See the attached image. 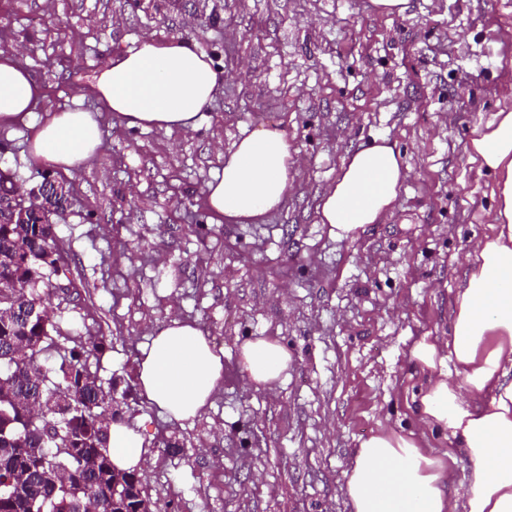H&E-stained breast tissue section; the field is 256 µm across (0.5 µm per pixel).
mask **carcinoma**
Here are the masks:
<instances>
[{
    "label": "carcinoma",
    "instance_id": "carcinoma-1",
    "mask_svg": "<svg viewBox=\"0 0 512 512\" xmlns=\"http://www.w3.org/2000/svg\"><path fill=\"white\" fill-rule=\"evenodd\" d=\"M14 194L0 182V279L19 282L0 294V512H135L139 472L116 470L108 455L121 418L115 385L91 363L105 337L84 324L62 337L47 308L59 273L51 220L72 195L43 199L45 224H13Z\"/></svg>",
    "mask_w": 512,
    "mask_h": 512
}]
</instances>
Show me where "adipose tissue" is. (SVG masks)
I'll return each instance as SVG.
<instances>
[{
  "instance_id": "obj_1",
  "label": "adipose tissue",
  "mask_w": 512,
  "mask_h": 512,
  "mask_svg": "<svg viewBox=\"0 0 512 512\" xmlns=\"http://www.w3.org/2000/svg\"><path fill=\"white\" fill-rule=\"evenodd\" d=\"M222 74L188 41L150 38L108 58L93 83L100 109L127 127L195 128ZM40 86L15 53L0 50V124L32 111ZM101 145L99 123L87 110L47 113L29 152L41 166L71 170ZM471 158L494 177L488 212L491 235L468 256L450 329L410 348L427 374L411 397L423 428L440 434L434 448L414 434L384 430L360 441L346 473L352 512H512V111L498 112L470 140ZM290 145L283 130L262 126L235 141L224 168L207 185L205 204L219 218L258 222L288 196ZM406 178L399 150L375 140L345 158L335 184L317 206L319 223L336 238H356L393 208ZM241 366L255 385L273 388L290 357L277 341L258 337L240 347ZM224 365L198 329L171 319L157 329L139 364L148 400L176 420L196 417L213 396ZM114 467L143 462L141 436L113 422ZM470 467L457 478L459 457ZM465 490H454L456 481Z\"/></svg>"
}]
</instances>
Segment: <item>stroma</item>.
<instances>
[{"instance_id": "obj_1", "label": "stroma", "mask_w": 512, "mask_h": 512, "mask_svg": "<svg viewBox=\"0 0 512 512\" xmlns=\"http://www.w3.org/2000/svg\"><path fill=\"white\" fill-rule=\"evenodd\" d=\"M145 38L194 41L224 71L196 129L125 128L100 113L102 145L63 172L73 205L56 218L63 256L49 310L106 337L140 434L146 496L160 512H351L345 473L360 440L418 430L407 405L424 381L410 357L447 334L466 254L490 234L493 179L467 152L474 130L512 110V0H0V50L42 94L0 125V167L35 186L30 137L47 113L91 109L103 61ZM273 124L300 172L258 224L218 222L203 204L223 150ZM409 175L392 216L356 239L318 223L347 155L378 137ZM223 354L200 416L168 418L139 362L169 318ZM269 337L292 362L274 392L250 385L240 346Z\"/></svg>"}]
</instances>
